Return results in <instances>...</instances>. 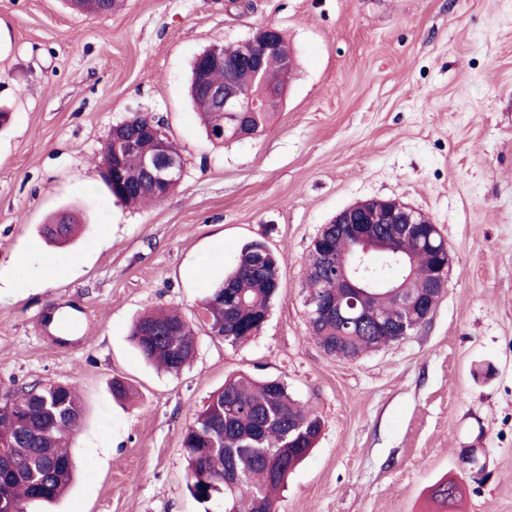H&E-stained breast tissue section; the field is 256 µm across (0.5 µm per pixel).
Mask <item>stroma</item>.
<instances>
[{
    "label": "stroma",
    "instance_id": "stroma-1",
    "mask_svg": "<svg viewBox=\"0 0 512 512\" xmlns=\"http://www.w3.org/2000/svg\"><path fill=\"white\" fill-rule=\"evenodd\" d=\"M271 23L297 71L268 132L211 141L189 94L194 58ZM0 394L75 386L72 482L37 512H221L187 488L181 441L226 379L279 378L322 421L277 512H512V0H0ZM184 159L177 190L117 203L96 160L132 113ZM393 198L437 224L452 256L430 320L356 358L309 341L306 260L347 206ZM76 213L81 231L42 226ZM259 240L282 288L250 341L197 326L179 374L129 340L141 314L198 302ZM26 265H17V258ZM73 263L46 280L41 262ZM133 391L115 399L113 380Z\"/></svg>",
    "mask_w": 512,
    "mask_h": 512
}]
</instances>
